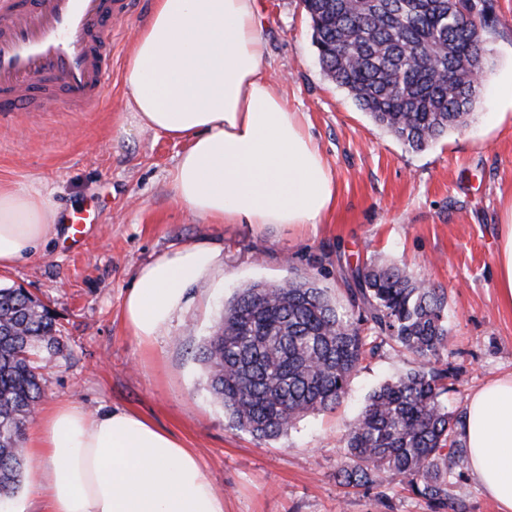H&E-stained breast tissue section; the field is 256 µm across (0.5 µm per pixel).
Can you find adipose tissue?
Segmentation results:
<instances>
[{"label": "adipose tissue", "instance_id": "obj_1", "mask_svg": "<svg viewBox=\"0 0 512 512\" xmlns=\"http://www.w3.org/2000/svg\"><path fill=\"white\" fill-rule=\"evenodd\" d=\"M264 65L255 0H153L126 66L132 125L185 142L172 183L194 215L313 232L333 202V176ZM57 232L48 196L0 187V272L38 257ZM223 267L221 251L204 244L142 266L123 299L138 344L152 346L188 286ZM457 430L486 495L512 512V374L471 395ZM29 448L26 492L9 512H224L195 451L129 409L52 404Z\"/></svg>", "mask_w": 512, "mask_h": 512}]
</instances>
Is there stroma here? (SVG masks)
<instances>
[{
    "instance_id": "1",
    "label": "stroma",
    "mask_w": 512,
    "mask_h": 512,
    "mask_svg": "<svg viewBox=\"0 0 512 512\" xmlns=\"http://www.w3.org/2000/svg\"><path fill=\"white\" fill-rule=\"evenodd\" d=\"M256 3L265 76L303 112L334 177L335 199L316 232L192 214L171 181L182 143L124 133L125 67L151 0H129L112 22V89L99 110L51 106L0 120V184L40 190L59 214L89 221L80 243L60 229L40 256L0 273V287L23 288L56 316L60 350L39 361L40 404L75 401L92 412L121 407L149 417L194 448L224 512H431L399 481L368 490L337 480L340 438L375 387L413 367L410 354L383 345L335 409L269 441L231 426L195 354L238 289L317 265L321 286L340 302L339 267L377 261L406 265L447 291L446 359L458 372L449 410L461 412L473 392L512 373V308L499 299L496 265L499 226L512 207V109L499 98L512 76V0H494L489 66L466 126L422 151L376 125L325 77L301 0ZM196 243L222 249L223 272L190 286L165 336L140 347L122 318L127 289L142 266Z\"/></svg>"
}]
</instances>
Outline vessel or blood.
Returning a JSON list of instances; mask_svg holds the SVG:
<instances>
[{
  "instance_id": "obj_1",
  "label": "vessel or blood",
  "mask_w": 512,
  "mask_h": 512,
  "mask_svg": "<svg viewBox=\"0 0 512 512\" xmlns=\"http://www.w3.org/2000/svg\"><path fill=\"white\" fill-rule=\"evenodd\" d=\"M124 0H0V112H92L112 82Z\"/></svg>"
}]
</instances>
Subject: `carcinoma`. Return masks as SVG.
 I'll list each match as a JSON object with an SVG mask.
<instances>
[{
  "instance_id": "1",
  "label": "carcinoma",
  "mask_w": 512,
  "mask_h": 512,
  "mask_svg": "<svg viewBox=\"0 0 512 512\" xmlns=\"http://www.w3.org/2000/svg\"><path fill=\"white\" fill-rule=\"evenodd\" d=\"M323 72L356 106L413 151L466 124L485 70L493 0H302ZM321 271L257 282L224 306L200 346L215 397L231 423L259 440L332 410L366 354L384 344L417 365L366 398L341 438L343 486L389 477L431 512H466L448 480L468 458L445 399L454 368L444 289L395 263L347 272L345 304L319 286ZM55 317L21 288L0 287V500L21 487L25 431L41 400L31 356L57 350Z\"/></svg>"
}]
</instances>
